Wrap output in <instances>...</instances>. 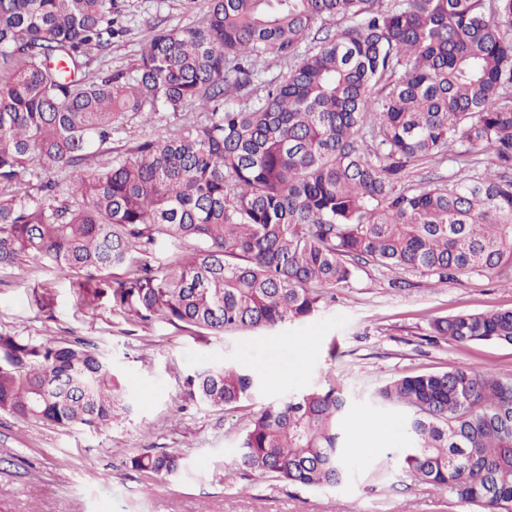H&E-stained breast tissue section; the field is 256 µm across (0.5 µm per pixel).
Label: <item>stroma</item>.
<instances>
[{"instance_id":"1","label":"stroma","mask_w":512,"mask_h":512,"mask_svg":"<svg viewBox=\"0 0 512 512\" xmlns=\"http://www.w3.org/2000/svg\"><path fill=\"white\" fill-rule=\"evenodd\" d=\"M206 6V0H120L130 32L95 55L92 68L135 66L149 25L182 27ZM175 130L170 117L129 121L89 167L99 169L139 141ZM504 309H512V287L485 276L431 288L417 274L369 265L300 325L215 336L161 320L130 323L108 304L83 307L51 264L23 258L0 268V332L95 344L136 407L108 430L62 428L0 412V512H473L406 472L401 442L386 430L352 446L354 471L335 487L303 488L240 469L237 448L253 415L312 387L336 385L350 401L354 424L371 413L374 388L397 376L464 363L512 378V346L460 348L429 328L437 316ZM298 336L309 337L307 349L295 346ZM267 346L290 367L287 378L260 383L230 410L190 396L187 378L195 371ZM144 451L181 453L187 469L154 481L129 463Z\"/></svg>"}]
</instances>
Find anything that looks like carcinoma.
<instances>
[{
  "label": "carcinoma",
  "instance_id": "obj_1",
  "mask_svg": "<svg viewBox=\"0 0 512 512\" xmlns=\"http://www.w3.org/2000/svg\"><path fill=\"white\" fill-rule=\"evenodd\" d=\"M127 32L117 0H0V267L38 256L84 307L220 336L301 324L370 263L432 287L512 285V0H207L191 26L150 27L134 67L91 72L92 52ZM269 60L287 64L284 80L224 105ZM189 103L203 115H181ZM160 114L181 120L176 134L84 170L119 126ZM456 145L453 178L409 182ZM36 165L70 178L33 184ZM166 244L191 251L150 264ZM110 268L123 273L101 278ZM430 329L458 347L512 345V310ZM259 382L248 360L188 385L232 409ZM369 399L405 411L409 474L512 512V381L461 363L392 378ZM133 405L88 344L0 332L1 412L107 430ZM349 411L333 385L268 406L237 465L334 487L353 466ZM129 462L158 479L186 465L166 452Z\"/></svg>",
  "mask_w": 512,
  "mask_h": 512
}]
</instances>
